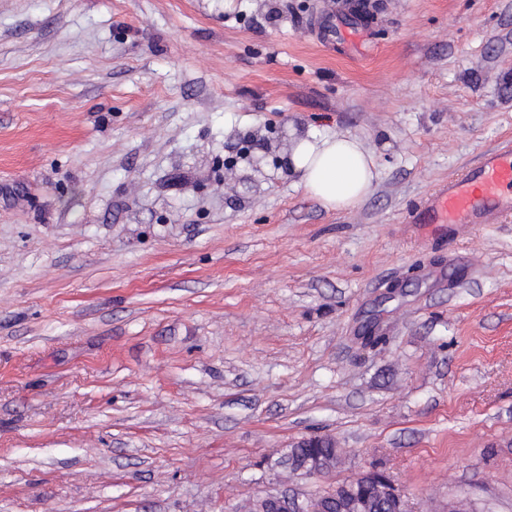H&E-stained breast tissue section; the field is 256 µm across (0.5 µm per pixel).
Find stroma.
<instances>
[{"mask_svg":"<svg viewBox=\"0 0 512 512\" xmlns=\"http://www.w3.org/2000/svg\"><path fill=\"white\" fill-rule=\"evenodd\" d=\"M296 130L372 192L225 190ZM511 139L512 0H0V512H512V218L406 221ZM374 156L357 137L298 135L288 154V168L300 175L305 191L326 209L347 211L372 190ZM369 485H375L383 494L381 509L384 511L381 512H404L401 493L386 476L380 473L373 472L349 479L339 485L331 496L336 500L338 494L349 493L355 497L351 507L357 508L352 512H368L369 508L366 507L367 505L363 502V499L359 500L357 498L362 497L363 490ZM326 497L301 501L297 496L269 494L259 500L261 512H329Z\"/></svg>","mask_w":512,"mask_h":512,"instance_id":"stroma-1","label":"stroma"}]
</instances>
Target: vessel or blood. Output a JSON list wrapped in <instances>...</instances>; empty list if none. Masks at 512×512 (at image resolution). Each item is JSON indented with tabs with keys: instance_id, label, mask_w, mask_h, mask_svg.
<instances>
[{
	"instance_id": "vessel-or-blood-1",
	"label": "vessel or blood",
	"mask_w": 512,
	"mask_h": 512,
	"mask_svg": "<svg viewBox=\"0 0 512 512\" xmlns=\"http://www.w3.org/2000/svg\"><path fill=\"white\" fill-rule=\"evenodd\" d=\"M512 214V142L436 188L411 212L414 224H497Z\"/></svg>"
}]
</instances>
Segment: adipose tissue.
Listing matches in <instances>:
<instances>
[{"instance_id": "adipose-tissue-1", "label": "adipose tissue", "mask_w": 512, "mask_h": 512, "mask_svg": "<svg viewBox=\"0 0 512 512\" xmlns=\"http://www.w3.org/2000/svg\"><path fill=\"white\" fill-rule=\"evenodd\" d=\"M289 169L299 174L305 191L325 208L347 211L372 190L375 160L356 137L336 134L298 135L288 155Z\"/></svg>"}]
</instances>
